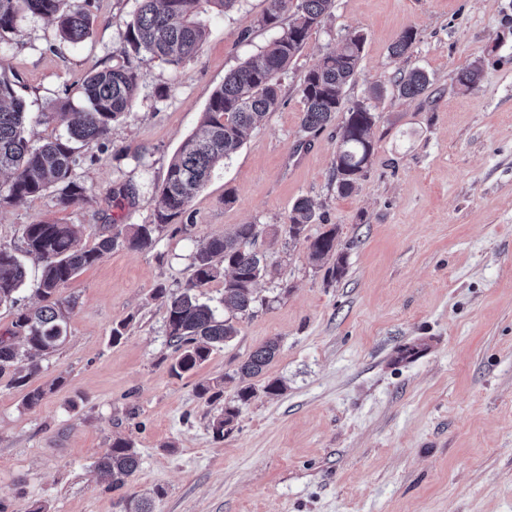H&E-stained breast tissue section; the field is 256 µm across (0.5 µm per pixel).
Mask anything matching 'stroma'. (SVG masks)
I'll list each match as a JSON object with an SVG mask.
<instances>
[{
	"instance_id": "stroma-1",
	"label": "stroma",
	"mask_w": 512,
	"mask_h": 512,
	"mask_svg": "<svg viewBox=\"0 0 512 512\" xmlns=\"http://www.w3.org/2000/svg\"><path fill=\"white\" fill-rule=\"evenodd\" d=\"M138 6L88 0L94 24L75 45L56 19L35 15L0 36V65L18 79L36 146L65 133L85 75L117 64L140 75L132 112L75 153L73 177L90 201L61 205L53 187L0 205V244L20 246L23 226L43 222L74 225L91 248L115 226L150 221L213 91L276 36L261 23L268 0H238L202 14L207 36L193 57L145 62L126 42ZM409 27L412 51L391 57ZM353 31L366 41L345 100L370 102L378 121L367 176L342 196L332 164L346 115L304 133L300 89ZM475 64L478 83L462 87L458 72ZM415 68L431 84L401 97L396 83ZM373 86L381 98L369 99ZM280 99L187 219L152 248L112 249L67 283L68 338L28 387L0 377V512H125L142 499L154 512H512V0H335L282 75ZM301 196L316 205L309 235L336 228L342 277L283 231ZM250 223L269 269L254 314L195 372L172 376L155 288L186 286L198 247ZM272 338L280 350L251 378L255 397L215 438L235 372ZM216 378L221 400L199 399L197 385ZM274 379L283 394L265 393ZM38 386L41 404L25 408ZM117 439L133 443L140 468L115 490L93 464Z\"/></svg>"
}]
</instances>
